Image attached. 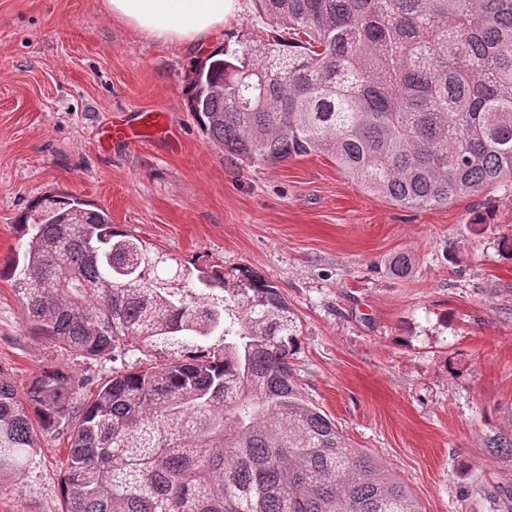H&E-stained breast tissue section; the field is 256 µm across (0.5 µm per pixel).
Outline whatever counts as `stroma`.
<instances>
[{"label":"stroma","mask_w":512,"mask_h":512,"mask_svg":"<svg viewBox=\"0 0 512 512\" xmlns=\"http://www.w3.org/2000/svg\"><path fill=\"white\" fill-rule=\"evenodd\" d=\"M224 43L272 36L241 0ZM206 51L141 35L104 0H0V267L20 255L19 219L79 195L183 263L263 272L296 313L291 374L310 404L380 458L421 512H500L512 457L486 436L512 427V188L406 209L367 194L323 154L242 165L189 109ZM161 111L169 135L101 149L118 113ZM486 221L474 225L475 215ZM406 253L412 268L394 276ZM87 381L112 361L73 357L32 334L0 277V369L25 389L48 365ZM69 433L41 436L0 512H61Z\"/></svg>","instance_id":"stroma-1"}]
</instances>
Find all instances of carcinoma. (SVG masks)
Wrapping results in <instances>:
<instances>
[{
	"mask_svg": "<svg viewBox=\"0 0 512 512\" xmlns=\"http://www.w3.org/2000/svg\"><path fill=\"white\" fill-rule=\"evenodd\" d=\"M287 32L193 68L189 99L230 157L312 153L370 195L432 209L512 186V0H256ZM6 270L35 334L73 356L130 352L82 400L50 366L19 391L0 369V481L39 433H71L62 512H420L410 487L304 397L297 317L249 266L190 268L74 194L19 221ZM486 447L512 456V433Z\"/></svg>",
	"mask_w": 512,
	"mask_h": 512,
	"instance_id": "1",
	"label": "carcinoma"
}]
</instances>
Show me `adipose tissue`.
I'll use <instances>...</instances> for the list:
<instances>
[{
    "label": "adipose tissue",
    "mask_w": 512,
    "mask_h": 512,
    "mask_svg": "<svg viewBox=\"0 0 512 512\" xmlns=\"http://www.w3.org/2000/svg\"><path fill=\"white\" fill-rule=\"evenodd\" d=\"M107 12L146 36L200 47L220 46L238 0H104Z\"/></svg>",
    "instance_id": "ef3b65f1"
}]
</instances>
